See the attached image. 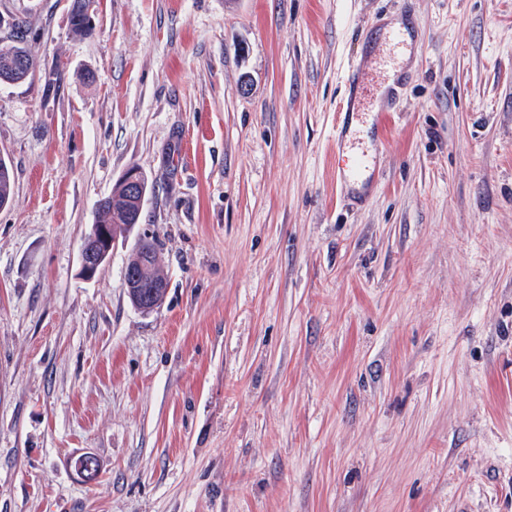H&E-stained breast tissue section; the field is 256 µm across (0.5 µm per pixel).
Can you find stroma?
Segmentation results:
<instances>
[{"label": "stroma", "instance_id": "stroma-1", "mask_svg": "<svg viewBox=\"0 0 512 512\" xmlns=\"http://www.w3.org/2000/svg\"><path fill=\"white\" fill-rule=\"evenodd\" d=\"M69 4L0 0L40 25L0 84V512H512V0H99L88 37ZM353 65L410 77L358 208ZM133 166L141 222L83 279ZM143 172L137 168H130L122 175V180L127 188V195L121 184L116 183L112 193L105 197L99 204L96 211L95 223L91 225L88 233L85 234L80 249V274L91 280L96 273L109 261L111 243L107 230L97 224H104L111 233L119 231L121 234L126 231L124 224L132 228L138 223V217L142 212L146 196V185ZM128 199V200H127ZM137 208V218L132 223L131 204ZM119 232L113 238L112 248L119 238ZM105 244V247H103ZM125 288L132 304L143 313H150L162 304L167 283L157 267V253L132 252L124 272Z\"/></svg>", "mask_w": 512, "mask_h": 512}]
</instances>
